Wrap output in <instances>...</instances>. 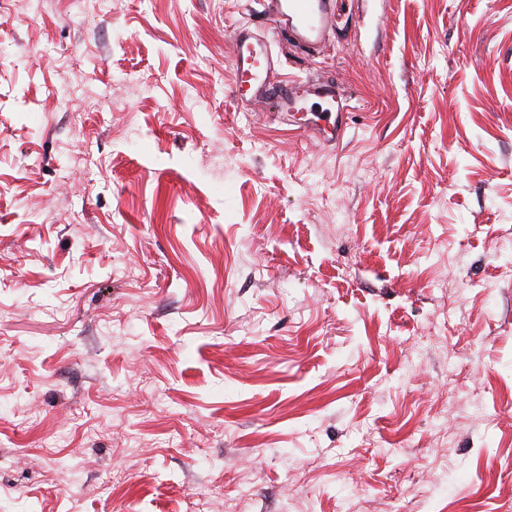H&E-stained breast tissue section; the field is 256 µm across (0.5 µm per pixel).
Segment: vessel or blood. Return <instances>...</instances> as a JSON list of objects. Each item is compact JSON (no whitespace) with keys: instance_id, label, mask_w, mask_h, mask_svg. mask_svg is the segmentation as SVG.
Wrapping results in <instances>:
<instances>
[{"instance_id":"vessel-or-blood-1","label":"vessel or blood","mask_w":512,"mask_h":512,"mask_svg":"<svg viewBox=\"0 0 512 512\" xmlns=\"http://www.w3.org/2000/svg\"><path fill=\"white\" fill-rule=\"evenodd\" d=\"M272 26L262 35L247 25L232 33L230 94L241 104L270 106L275 112H293L302 133L324 140H340L347 128L348 95L333 79L276 81L272 39H284L311 53L323 48L336 26L333 0H263Z\"/></svg>"}]
</instances>
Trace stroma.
Returning a JSON list of instances; mask_svg holds the SVG:
<instances>
[{
    "label": "stroma",
    "mask_w": 512,
    "mask_h": 512,
    "mask_svg": "<svg viewBox=\"0 0 512 512\" xmlns=\"http://www.w3.org/2000/svg\"><path fill=\"white\" fill-rule=\"evenodd\" d=\"M338 8L321 53L272 46L352 94L330 146L229 95L259 0H0V512L512 498V0ZM441 274L458 371L410 374Z\"/></svg>",
    "instance_id": "obj_1"
}]
</instances>
